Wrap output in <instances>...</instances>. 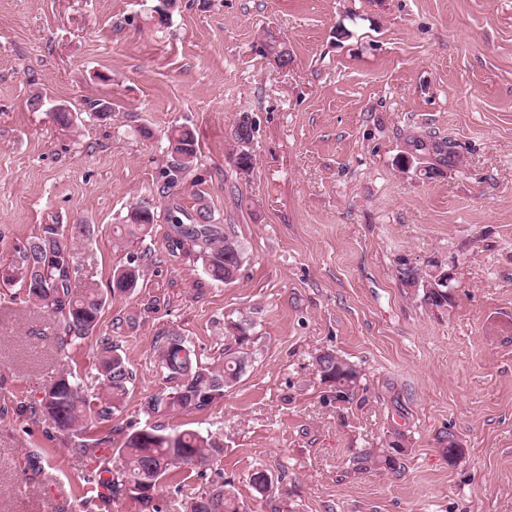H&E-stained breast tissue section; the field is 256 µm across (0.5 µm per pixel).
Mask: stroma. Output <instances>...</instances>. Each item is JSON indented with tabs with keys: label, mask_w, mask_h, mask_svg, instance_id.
Instances as JSON below:
<instances>
[{
	"label": "stroma",
	"mask_w": 512,
	"mask_h": 512,
	"mask_svg": "<svg viewBox=\"0 0 512 512\" xmlns=\"http://www.w3.org/2000/svg\"><path fill=\"white\" fill-rule=\"evenodd\" d=\"M156 3L0 0V512H144L95 478L149 422L143 403L164 385L157 334L180 332L209 363L241 319L253 366L224 399L161 419L222 449L166 476L161 512L225 480L248 512H512V0H180L162 26ZM267 30L287 42L288 66L258 51ZM101 98L113 106L104 124L86 112ZM58 103L75 127L57 123ZM244 116L246 173L229 161ZM178 124L198 152L182 206H206L245 250L229 284L171 255L166 221L144 242L115 232L130 206L163 207L165 133ZM427 136L455 154L430 178L400 162ZM47 224L85 226L69 240L72 286L106 295L95 334L65 350L56 319L8 278ZM147 247L135 292L111 294L114 270ZM403 256L454 264L448 306L402 284ZM104 336L134 375L120 412L69 436L30 416L65 372L96 389ZM327 349L361 368L352 399L321 381ZM396 433L399 471H355V456ZM101 437L98 456L76 453ZM258 468L275 500L251 488Z\"/></svg>",
	"instance_id": "stroma-1"
}]
</instances>
